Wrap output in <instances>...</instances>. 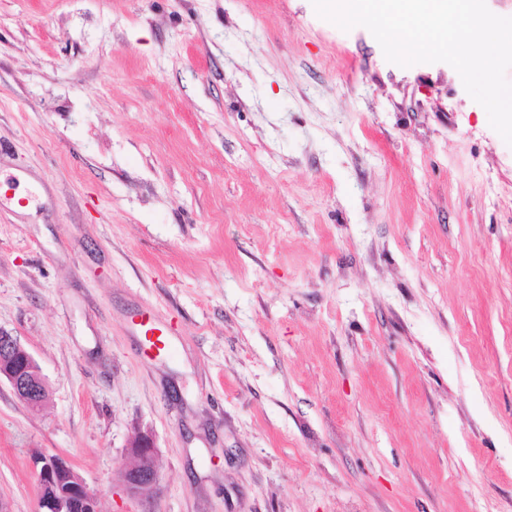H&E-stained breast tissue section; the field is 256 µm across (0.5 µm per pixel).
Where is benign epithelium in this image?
<instances>
[{
  "mask_svg": "<svg viewBox=\"0 0 512 512\" xmlns=\"http://www.w3.org/2000/svg\"><path fill=\"white\" fill-rule=\"evenodd\" d=\"M32 409L42 406L48 386L32 354L17 337L0 331V379ZM133 465L125 474V490L136 499L153 496L159 484L157 448L151 435L141 433L128 449ZM38 478V512H99L97 494L91 490L72 463L61 455H36L32 459Z\"/></svg>",
  "mask_w": 512,
  "mask_h": 512,
  "instance_id": "1",
  "label": "benign epithelium"
}]
</instances>
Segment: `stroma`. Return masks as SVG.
<instances>
[{"mask_svg": "<svg viewBox=\"0 0 512 512\" xmlns=\"http://www.w3.org/2000/svg\"><path fill=\"white\" fill-rule=\"evenodd\" d=\"M10 181L50 397L0 382V512L36 452L100 512H512V147L450 65L312 0H0ZM128 448L134 463L126 471L125 490L132 498H151L159 484L156 467L157 448L154 440L148 433H140Z\"/></svg>", "mask_w": 512, "mask_h": 512, "instance_id": "stroma-1", "label": "stroma"}]
</instances>
